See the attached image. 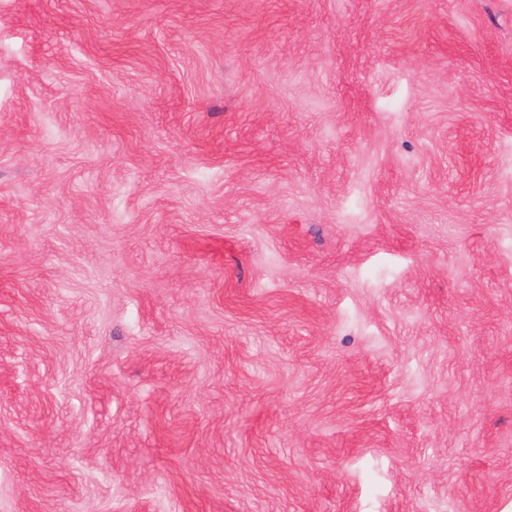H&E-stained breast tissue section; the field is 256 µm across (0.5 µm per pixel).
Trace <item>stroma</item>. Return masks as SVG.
Returning a JSON list of instances; mask_svg holds the SVG:
<instances>
[{
	"label": "stroma",
	"instance_id": "obj_1",
	"mask_svg": "<svg viewBox=\"0 0 512 512\" xmlns=\"http://www.w3.org/2000/svg\"><path fill=\"white\" fill-rule=\"evenodd\" d=\"M0 512H512V0H0Z\"/></svg>",
	"mask_w": 512,
	"mask_h": 512
}]
</instances>
